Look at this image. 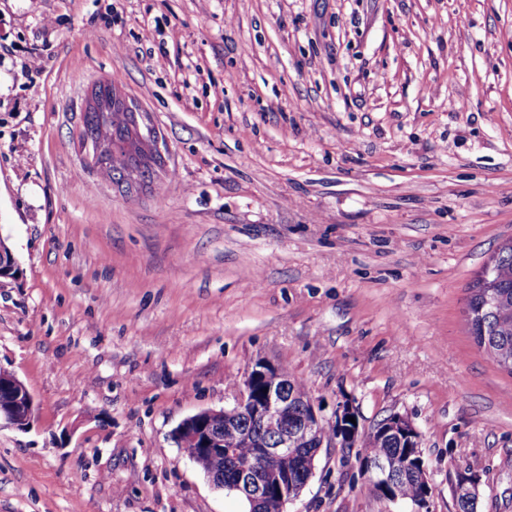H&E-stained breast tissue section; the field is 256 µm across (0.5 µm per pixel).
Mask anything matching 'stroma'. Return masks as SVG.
<instances>
[{"mask_svg": "<svg viewBox=\"0 0 512 512\" xmlns=\"http://www.w3.org/2000/svg\"><path fill=\"white\" fill-rule=\"evenodd\" d=\"M39 52L43 72L20 60ZM158 134L152 190L90 168L96 80ZM0 512H245L172 437L256 359L323 417L420 434L433 512H512V375L468 289L512 238V0H0ZM324 448L289 512H410ZM14 377V378H13ZM12 382L14 391V402L8 405L12 400V393L5 384ZM0 426L7 425L19 430H25L29 427L35 407V401L25 384L14 376L13 373L0 369Z\"/></svg>", "mask_w": 512, "mask_h": 512, "instance_id": "obj_1", "label": "stroma"}]
</instances>
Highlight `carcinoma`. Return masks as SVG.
<instances>
[{"label": "carcinoma", "instance_id": "cac0c4a2", "mask_svg": "<svg viewBox=\"0 0 512 512\" xmlns=\"http://www.w3.org/2000/svg\"><path fill=\"white\" fill-rule=\"evenodd\" d=\"M93 98L95 105L86 113L80 130V143L91 154L93 167L116 184L132 171L137 184L151 183L155 167L161 164L156 131L149 127L146 133H139L143 122L136 106L128 104L112 85L98 88ZM490 265L491 275L481 272L470 288L466 305L470 333L493 363L512 374V240L498 248ZM406 445L405 440H393L381 448L367 437L363 454L394 456L404 453ZM423 494V486L411 474L400 484L399 495L406 502Z\"/></svg>", "mask_w": 512, "mask_h": 512}]
</instances>
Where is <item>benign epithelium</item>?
Wrapping results in <instances>:
<instances>
[{"mask_svg": "<svg viewBox=\"0 0 512 512\" xmlns=\"http://www.w3.org/2000/svg\"><path fill=\"white\" fill-rule=\"evenodd\" d=\"M14 402L0 407V425L19 430L29 427L35 401L25 384L12 379ZM357 413L346 403L338 404L331 423L338 428V435L326 440L322 436L325 423L312 397L298 392L279 364L268 359L257 360L238 384L233 403L222 410H206L184 419L174 430L179 447L188 458L205 471L212 483L220 489H229L245 496L251 505L250 512H288L287 506L301 496L307 482H297L291 471L305 467L313 474L314 459L304 455L297 447L304 440L314 448H340L359 436L360 424L349 418ZM233 434L241 442L256 448L255 453L235 461V478L228 486L215 478L207 461L224 453V435ZM370 434L383 441L393 434H403L411 439L408 458L419 466L421 483L432 490L430 474L424 465L420 448V435L408 418L392 414L376 424ZM407 461L399 458H368L361 463L365 478H372L385 491L386 498L399 499L396 481L405 471Z\"/></svg>", "mask_w": 512, "mask_h": 512, "instance_id": "obj_1", "label": "benign epithelium"}]
</instances>
